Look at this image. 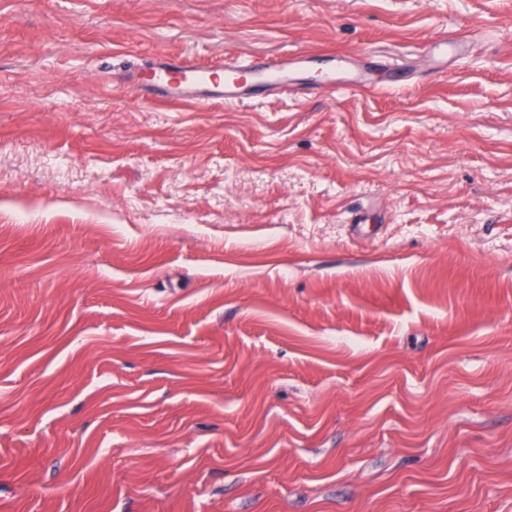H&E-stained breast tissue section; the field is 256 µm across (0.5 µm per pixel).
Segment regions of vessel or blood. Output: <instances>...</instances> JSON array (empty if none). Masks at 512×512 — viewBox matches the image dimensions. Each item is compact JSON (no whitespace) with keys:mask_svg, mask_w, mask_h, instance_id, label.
<instances>
[{"mask_svg":"<svg viewBox=\"0 0 512 512\" xmlns=\"http://www.w3.org/2000/svg\"><path fill=\"white\" fill-rule=\"evenodd\" d=\"M307 61V55L301 52L265 60L233 56L214 64L163 57L158 59L152 73L154 97L169 104L236 103L246 99L249 89L265 87L273 91L291 84ZM369 80V74L360 71L351 57L344 56L337 69L326 73L324 82L330 87L349 89Z\"/></svg>","mask_w":512,"mask_h":512,"instance_id":"vessel-or-blood-1","label":"vessel or blood"}]
</instances>
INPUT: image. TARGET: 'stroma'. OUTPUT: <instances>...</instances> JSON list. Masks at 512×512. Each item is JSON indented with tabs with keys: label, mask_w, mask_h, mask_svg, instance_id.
Segmentation results:
<instances>
[{
	"label": "stroma",
	"mask_w": 512,
	"mask_h": 512,
	"mask_svg": "<svg viewBox=\"0 0 512 512\" xmlns=\"http://www.w3.org/2000/svg\"><path fill=\"white\" fill-rule=\"evenodd\" d=\"M0 512H512V0H0ZM309 59L302 52L265 60L233 56L215 64L163 57L157 60L152 73L154 99L169 104L238 103L247 98L251 88L266 87L274 91L288 86ZM371 81L366 72L360 71L355 61L349 56L340 59L337 69L330 70L325 75V85L336 89V85L343 88H353Z\"/></svg>",
	"instance_id": "35a3bbf8"
}]
</instances>
